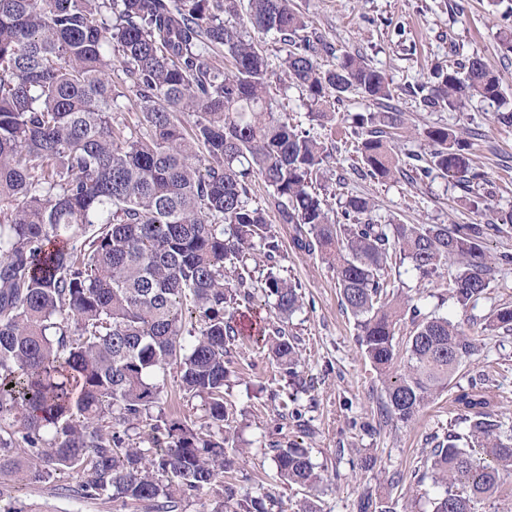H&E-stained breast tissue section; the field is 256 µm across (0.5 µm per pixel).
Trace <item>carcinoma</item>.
I'll return each mask as SVG.
<instances>
[{
	"mask_svg": "<svg viewBox=\"0 0 512 512\" xmlns=\"http://www.w3.org/2000/svg\"><path fill=\"white\" fill-rule=\"evenodd\" d=\"M250 29L288 46L282 75L306 92L312 117L328 118L349 93L381 108L355 120L370 175L423 182L438 170L473 192L472 143L446 126L420 133L426 164L399 166L392 142L404 118L386 74L350 53L323 68L326 44L291 0H247L244 11L241 0H0V512H49L16 488L71 475L75 493L115 512H184L209 492L202 512H273L274 496L221 481L237 465L224 385L244 335L238 305L252 298L247 260L257 249L272 261L282 248L250 203L256 178L272 189L279 223L293 226L294 246L336 272L381 379L383 417L408 423L457 387L448 435L410 475L439 488L430 512H476L512 475V429L493 381L456 383L478 351L468 319L424 314L386 280L397 262L421 284L452 264L449 294L466 313L512 264L485 248L512 210L496 223L383 224L369 198L350 195L335 215L316 191L330 153L274 112L272 71ZM407 92L450 112L475 98L505 105L499 75L479 56L436 66ZM132 96L140 135L114 117ZM261 288L283 319L303 307L299 285L271 269ZM483 329L511 336L512 306ZM260 335L298 378L296 337L268 321ZM173 365L205 425L172 413L133 436L160 406ZM271 451L283 484L318 491L308 449L290 441ZM358 510L398 512L369 495Z\"/></svg>",
	"mask_w": 512,
	"mask_h": 512,
	"instance_id": "1",
	"label": "carcinoma"
}]
</instances>
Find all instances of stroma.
I'll return each instance as SVG.
<instances>
[{
    "mask_svg": "<svg viewBox=\"0 0 512 512\" xmlns=\"http://www.w3.org/2000/svg\"><path fill=\"white\" fill-rule=\"evenodd\" d=\"M452 2L295 0L310 30L331 46L319 58L324 67L336 66L346 52L361 55L387 74L394 88L393 105L403 112L407 126H448L476 136L474 164L482 179L475 193L463 192L437 171L417 183L403 175L374 178L356 149L353 133V118L370 111L368 101L350 95L337 103L333 122L320 123L308 117L305 91L273 80L275 110L302 123L331 154L326 183L331 207L352 193L370 198L381 220L448 225L485 223L512 209V126L495 122L498 104L476 99L464 111L448 112L426 108L406 93L432 67L477 55L499 72L512 106V56L500 51L499 13L493 12L489 0H462L465 12L460 15L453 12ZM275 230L283 241L276 268L299 281L304 293L303 310L285 323L288 333L300 341L304 388L293 390L268 359L260 337L235 342L234 374L224 387V401L246 454L233 473L234 481L252 490L264 488L278 499L281 512H296L303 492L279 483L270 450L273 441L294 440L310 449L324 474L320 512H358L365 493L396 501L399 512H428V500L436 493L432 483L412 491L407 483L391 484L390 477L396 472L410 475L430 457L435 437L445 435L455 415L453 391L443 392L411 422L384 421L379 414L380 377L359 348L355 322L341 304L335 273L320 255L294 248L290 225L279 224ZM387 280L391 288L417 293L418 281L408 265L393 267ZM420 296L422 312L457 318L447 277L434 278ZM469 370L493 375L500 409L512 418V337L481 332ZM295 408L300 417H292ZM365 456L374 458L372 469H360ZM18 496L46 504L52 512H114L107 500L64 496L52 484L22 487Z\"/></svg>",
    "mask_w": 512,
    "mask_h": 512,
    "instance_id": "obj_1",
    "label": "stroma"
}]
</instances>
